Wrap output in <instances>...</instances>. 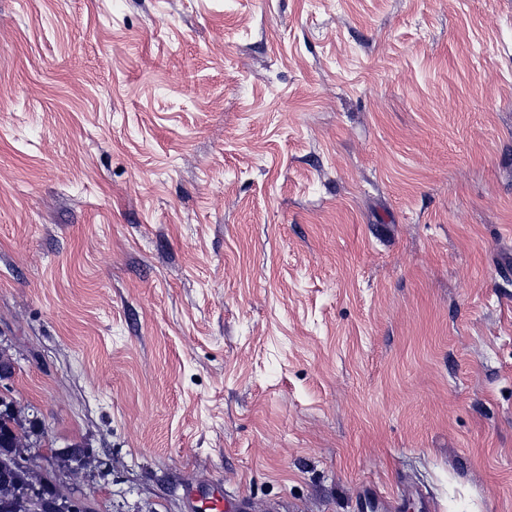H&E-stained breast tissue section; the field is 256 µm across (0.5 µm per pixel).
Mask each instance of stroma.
Returning a JSON list of instances; mask_svg holds the SVG:
<instances>
[{"mask_svg": "<svg viewBox=\"0 0 512 512\" xmlns=\"http://www.w3.org/2000/svg\"><path fill=\"white\" fill-rule=\"evenodd\" d=\"M0 348L93 512H512V0H0ZM192 499L199 497L200 506H196L195 512H224L225 502L224 494L219 491L215 492L211 489H201L191 493Z\"/></svg>", "mask_w": 512, "mask_h": 512, "instance_id": "obj_1", "label": "stroma"}]
</instances>
